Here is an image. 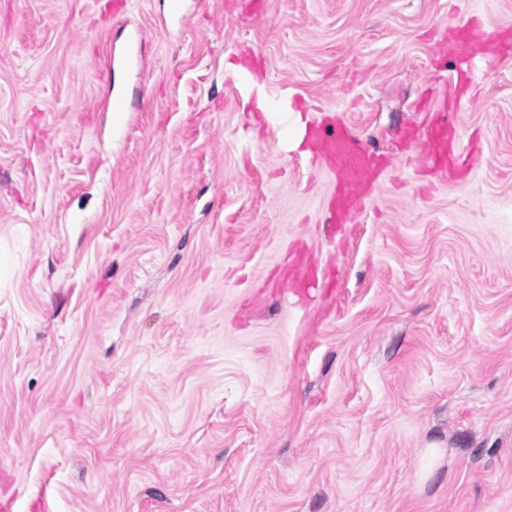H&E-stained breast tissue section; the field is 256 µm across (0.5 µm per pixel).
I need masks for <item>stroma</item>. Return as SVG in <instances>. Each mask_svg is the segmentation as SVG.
<instances>
[{
    "label": "stroma",
    "mask_w": 512,
    "mask_h": 512,
    "mask_svg": "<svg viewBox=\"0 0 512 512\" xmlns=\"http://www.w3.org/2000/svg\"><path fill=\"white\" fill-rule=\"evenodd\" d=\"M0 0V505L512 512V0ZM475 163L416 171L434 111ZM388 156L331 224L297 122ZM318 258L307 307L270 283ZM500 44L493 33L482 31L479 25L472 24L459 46L450 49L462 61H474L496 56Z\"/></svg>",
    "instance_id": "1"
}]
</instances>
